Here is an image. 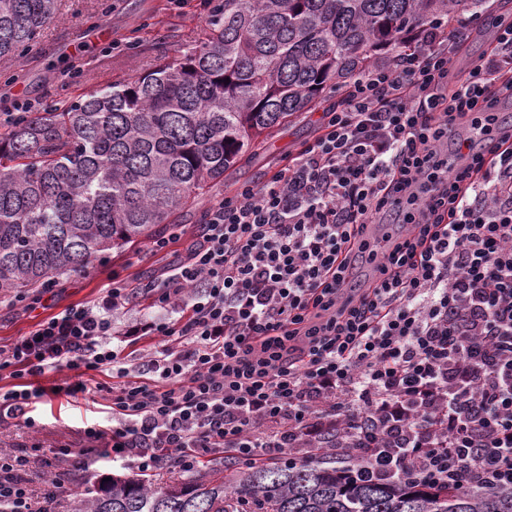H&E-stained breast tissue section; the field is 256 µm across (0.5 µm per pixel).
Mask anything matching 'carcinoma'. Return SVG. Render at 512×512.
<instances>
[{"label":"carcinoma","instance_id":"1","mask_svg":"<svg viewBox=\"0 0 512 512\" xmlns=\"http://www.w3.org/2000/svg\"><path fill=\"white\" fill-rule=\"evenodd\" d=\"M486 0H224L174 60L0 127V294H22L179 224L207 186L287 119L387 66ZM57 19V0H0V57ZM202 468L162 487L113 474L74 512H512V487L430 488L357 474L327 451Z\"/></svg>","mask_w":512,"mask_h":512}]
</instances>
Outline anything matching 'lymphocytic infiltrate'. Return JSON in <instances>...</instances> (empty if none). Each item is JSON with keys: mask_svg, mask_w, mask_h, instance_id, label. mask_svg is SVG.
<instances>
[{"mask_svg": "<svg viewBox=\"0 0 512 512\" xmlns=\"http://www.w3.org/2000/svg\"><path fill=\"white\" fill-rule=\"evenodd\" d=\"M436 22L402 63L350 82L315 137L262 185L214 204L196 247L173 261L154 302L174 339L133 370L111 345L112 317L136 288L68 308L0 347V423L33 428L61 395L104 396L111 426L85 428L86 453L141 473L184 471L232 450L246 462L321 441L344 420L346 464L392 467L439 486L512 483V18L464 74ZM494 137L485 161L476 134ZM396 212L393 248L372 226ZM29 452L0 449V512H59L35 494Z\"/></svg>", "mask_w": 512, "mask_h": 512, "instance_id": "1", "label": "lymphocytic infiltrate"}]
</instances>
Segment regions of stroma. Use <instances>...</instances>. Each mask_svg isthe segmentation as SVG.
Segmentation results:
<instances>
[{
  "label": "stroma",
  "instance_id": "1",
  "mask_svg": "<svg viewBox=\"0 0 512 512\" xmlns=\"http://www.w3.org/2000/svg\"><path fill=\"white\" fill-rule=\"evenodd\" d=\"M212 8L211 0H58L60 21L42 31L23 61L0 58V117L16 114L23 103L31 112L43 111L47 103L76 99L105 82L150 69L160 59L178 57L201 40ZM509 14L512 0H488L486 13L474 20L472 30L453 34L458 44L455 71L466 70L488 51L496 17ZM103 28L108 36H100ZM339 100L335 90H325L315 107L277 127L272 137L244 156L237 169L212 183L184 215L167 250L155 251L152 242L146 241L120 254L108 251L92 258L82 271L55 276L52 287L20 299L1 294L0 346L10 345L67 307L97 302L108 283L118 281L138 288L139 294L130 311L115 315L112 345L127 362L143 363L164 344L163 337L147 328L160 313L146 285L161 282L169 262L194 247L201 215L238 187L264 183L284 156L313 139L322 112ZM34 417L37 430L33 433L0 427V444L40 443L38 457L46 471L54 472L62 446L76 442L90 424H107L110 415L100 402L72 406L65 399L48 396L37 404ZM128 471L121 462L94 456L84 467L71 471L65 486L74 496L94 489L101 477Z\"/></svg>",
  "mask_w": 512,
  "mask_h": 512
}]
</instances>
